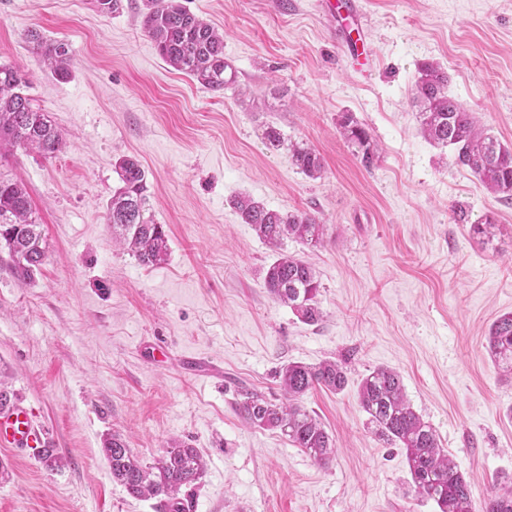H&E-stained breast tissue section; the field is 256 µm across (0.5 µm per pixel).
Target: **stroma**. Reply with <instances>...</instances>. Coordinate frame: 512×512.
<instances>
[{
  "label": "stroma",
  "instance_id": "obj_1",
  "mask_svg": "<svg viewBox=\"0 0 512 512\" xmlns=\"http://www.w3.org/2000/svg\"><path fill=\"white\" fill-rule=\"evenodd\" d=\"M140 2L104 15L93 0H0V62L27 72L35 106L65 134L52 159L0 155V176L26 185L49 243L27 283L0 259V384L64 459L51 469L36 451L0 449V512H156L113 480V434L146 463L174 442L197 448L193 512H435L359 404L362 377L379 367L400 373L480 512L512 483V379L486 348L512 312V199L421 135L412 94L420 64L440 63L449 95L511 145L512 0H359L360 60L345 43L351 19L328 17L322 0H182L224 33L238 82L218 93L161 59ZM31 27L68 43V80L29 51ZM343 112L376 144L373 166L337 132ZM269 124L320 153L321 178L263 144ZM125 156L168 231L158 266L112 242ZM241 195L327 225L320 246L284 245L316 269L319 324L267 293L274 254L232 207ZM458 204L470 222L495 218L492 242L454 223ZM329 359L346 388L300 399L333 439L329 464L237 415L242 389L277 398L282 365Z\"/></svg>",
  "mask_w": 512,
  "mask_h": 512
}]
</instances>
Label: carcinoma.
<instances>
[{
  "mask_svg": "<svg viewBox=\"0 0 512 512\" xmlns=\"http://www.w3.org/2000/svg\"><path fill=\"white\" fill-rule=\"evenodd\" d=\"M142 26L159 55L175 70L220 92L236 82L235 70L224 59V36L191 13L181 0H142ZM25 40L53 76L65 81L70 76L69 45L49 39L29 28ZM414 101L424 136L432 144L454 150L455 164L469 169L495 194L512 196V146L478 128L473 113L448 95V74L432 63L419 68ZM29 85L23 70L0 63V151L24 148L50 159L63 145L60 130L24 93ZM338 132L361 154L369 167L377 157L367 130L350 112L337 121ZM262 139L268 148L287 145L293 166L311 179L321 176L323 159L304 143H285L278 128L267 125ZM121 186L112 195L108 220L112 238L119 241L144 266L165 263L169 238L165 225L156 222L145 171L138 160L127 157L115 166ZM242 223L278 250V257L264 271V287L271 298L290 307L306 324H316L323 314L319 306L320 283L314 268L303 259L282 251L286 240L317 246L326 225L306 212H281L267 208L250 197L234 203ZM497 227L494 218L470 225V231L488 241ZM43 224L35 215L26 186L0 177V249L7 252V265L21 282H29L40 272L46 253ZM488 352L497 367L512 377V313L498 317L490 326ZM277 377L282 399L274 401L245 389L236 411L248 424L278 431L289 443L318 463H326L334 453L332 439L318 419L298 403V398L315 386L331 392L345 389L348 378L332 361L318 366L289 362ZM360 405L382 439L405 452L412 487L418 497L433 502L438 512H474L468 481L440 447L434 428L423 420L406 399L401 376L388 368L365 375L358 390ZM112 479L137 498L157 500L158 512H191L190 495L182 489L194 488L203 476L199 451L174 442L152 463L145 464L116 434L104 440ZM482 512H512V489L505 486L484 502Z\"/></svg>",
  "mask_w": 512,
  "mask_h": 512,
  "instance_id": "carcinoma-1",
  "label": "carcinoma"
}]
</instances>
